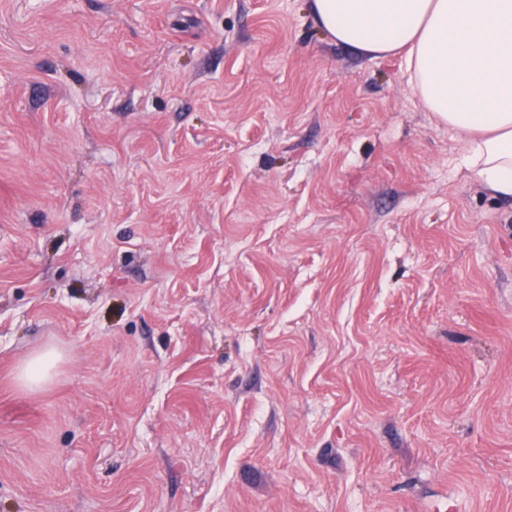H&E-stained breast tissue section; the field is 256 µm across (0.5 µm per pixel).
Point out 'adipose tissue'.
Returning <instances> with one entry per match:
<instances>
[{
    "mask_svg": "<svg viewBox=\"0 0 512 512\" xmlns=\"http://www.w3.org/2000/svg\"><path fill=\"white\" fill-rule=\"evenodd\" d=\"M337 43L401 59L426 109L465 136L459 166L512 199V0H312Z\"/></svg>",
    "mask_w": 512,
    "mask_h": 512,
    "instance_id": "adipose-tissue-1",
    "label": "adipose tissue"
}]
</instances>
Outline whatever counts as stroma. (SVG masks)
<instances>
[{"mask_svg": "<svg viewBox=\"0 0 512 512\" xmlns=\"http://www.w3.org/2000/svg\"><path fill=\"white\" fill-rule=\"evenodd\" d=\"M463 144L308 0H0V512H512Z\"/></svg>", "mask_w": 512, "mask_h": 512, "instance_id": "1", "label": "stroma"}]
</instances>
